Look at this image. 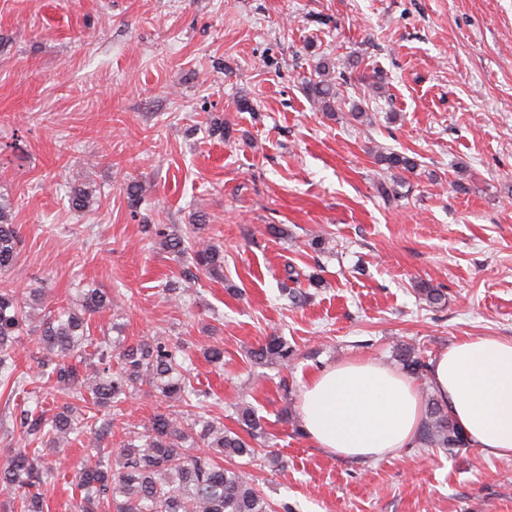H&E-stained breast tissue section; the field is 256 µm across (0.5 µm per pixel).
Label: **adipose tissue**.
<instances>
[{"instance_id": "adipose-tissue-1", "label": "adipose tissue", "mask_w": 512, "mask_h": 512, "mask_svg": "<svg viewBox=\"0 0 512 512\" xmlns=\"http://www.w3.org/2000/svg\"><path fill=\"white\" fill-rule=\"evenodd\" d=\"M427 384L469 445L512 459V339L455 342L432 359ZM299 410L316 448L353 461L413 445L424 416L416 384L370 360L346 361L311 377Z\"/></svg>"}]
</instances>
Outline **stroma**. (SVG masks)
Returning a JSON list of instances; mask_svg holds the SVG:
<instances>
[{"mask_svg": "<svg viewBox=\"0 0 512 512\" xmlns=\"http://www.w3.org/2000/svg\"><path fill=\"white\" fill-rule=\"evenodd\" d=\"M321 61L346 71L332 118L302 85ZM384 149L416 154L417 172L387 174ZM385 176L401 206L378 197ZM75 186L93 196L80 212ZM0 195L21 235L10 286L62 304L93 283L121 301L93 336L185 343L226 427L243 402L265 416V452L239 465L274 512H512V460L417 443L353 462L293 431L322 369L395 370L402 343L429 360L467 336L512 338V0H0ZM200 222L223 279L150 230ZM424 284L445 304L429 307ZM273 333L289 366L251 363ZM217 344L218 367L202 354ZM24 407L0 388V463L25 445ZM163 409L141 386L105 447L120 453ZM47 458L45 512H70L84 450Z\"/></svg>", "mask_w": 512, "mask_h": 512, "instance_id": "1", "label": "stroma"}]
</instances>
